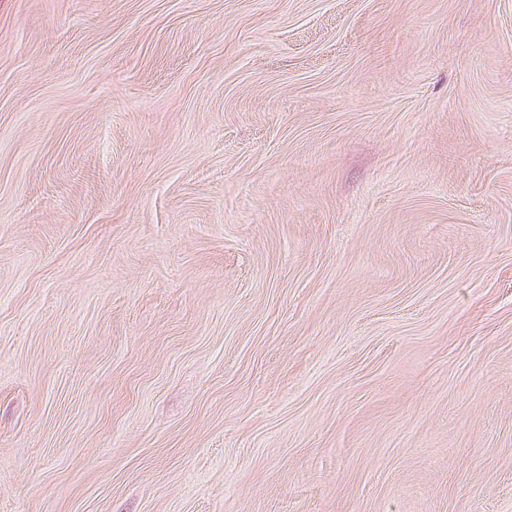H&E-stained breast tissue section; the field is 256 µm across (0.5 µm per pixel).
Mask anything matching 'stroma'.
Returning a JSON list of instances; mask_svg holds the SVG:
<instances>
[{
    "label": "stroma",
    "instance_id": "35a3bbf8",
    "mask_svg": "<svg viewBox=\"0 0 512 512\" xmlns=\"http://www.w3.org/2000/svg\"><path fill=\"white\" fill-rule=\"evenodd\" d=\"M0 512H512V0H0Z\"/></svg>",
    "mask_w": 512,
    "mask_h": 512
}]
</instances>
